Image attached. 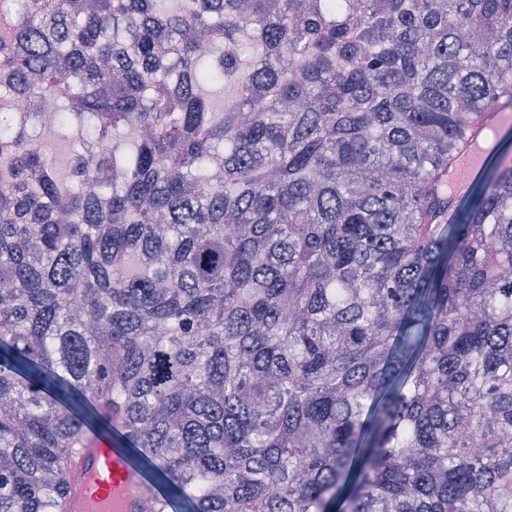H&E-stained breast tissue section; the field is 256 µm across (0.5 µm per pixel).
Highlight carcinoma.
<instances>
[{
    "mask_svg": "<svg viewBox=\"0 0 512 512\" xmlns=\"http://www.w3.org/2000/svg\"><path fill=\"white\" fill-rule=\"evenodd\" d=\"M506 87L512 0L8 7L0 512L102 435L184 512H512L508 153L440 192ZM15 112H34L32 104L28 103L25 98H18L15 104ZM44 115V118H43ZM35 120L41 130L44 138H50L55 135L53 114L50 110L42 112H34Z\"/></svg>",
    "mask_w": 512,
    "mask_h": 512,
    "instance_id": "obj_1",
    "label": "carcinoma"
}]
</instances>
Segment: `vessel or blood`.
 <instances>
[{"mask_svg":"<svg viewBox=\"0 0 512 512\" xmlns=\"http://www.w3.org/2000/svg\"><path fill=\"white\" fill-rule=\"evenodd\" d=\"M512 128V92H499L448 167V191L474 178L489 156L484 145ZM62 512H164L158 490L126 461V451L89 441L68 473Z\"/></svg>","mask_w":512,"mask_h":512,"instance_id":"vessel-or-blood-1","label":"vessel or blood"}]
</instances>
